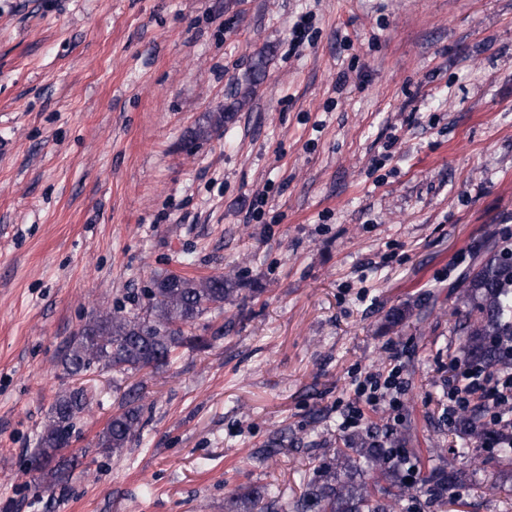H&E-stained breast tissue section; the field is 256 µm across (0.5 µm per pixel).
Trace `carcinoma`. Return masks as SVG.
Masks as SVG:
<instances>
[{
	"label": "carcinoma",
	"mask_w": 512,
	"mask_h": 512,
	"mask_svg": "<svg viewBox=\"0 0 512 512\" xmlns=\"http://www.w3.org/2000/svg\"><path fill=\"white\" fill-rule=\"evenodd\" d=\"M266 58L254 57L249 68V91H254L266 74ZM236 118L235 107L205 116L206 122L194 129L187 144L221 136ZM241 291L240 281L231 276L203 278L159 275L152 279L147 303L136 311L115 310L98 315L82 326L67 342L60 365L69 377L108 368L119 373H134L144 368H158L176 358L179 350L196 338L189 334L206 313L224 308V303ZM456 305L466 309L459 323L464 336L462 360L487 370L512 367V260L505 247L491 242L477 254L462 272L456 287ZM409 307L394 308L385 316L388 330L410 317ZM91 399L82 388L58 395L50 410L49 423L38 440L35 453L39 471L50 476L49 486L69 477L75 459L61 461L57 455L66 447L76 421L89 410ZM140 396L131 391L121 409L112 414L107 426L97 435L95 448L120 455L142 429ZM411 436L404 433L389 441L390 447L371 432L352 434L342 448H326L331 456L319 466L317 476L309 481L293 504L282 500L272 486L251 488L235 498L232 506L244 512H394L396 504L412 494L415 483L409 481V467L422 466L416 449L408 447ZM466 454L456 451L428 467L420 479V490L430 499L442 501L448 493L464 485L473 472L457 465Z\"/></svg>",
	"instance_id": "cac0c4a2"
}]
</instances>
